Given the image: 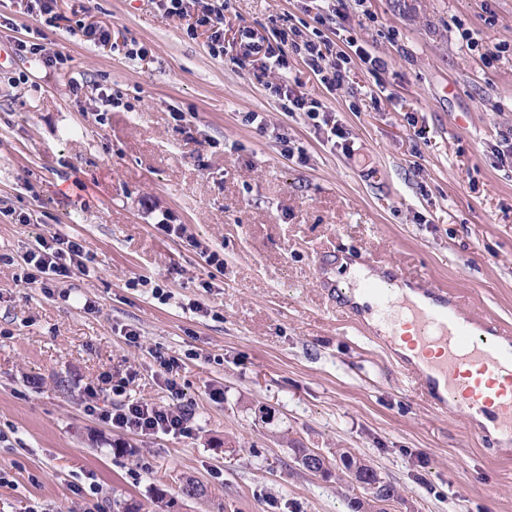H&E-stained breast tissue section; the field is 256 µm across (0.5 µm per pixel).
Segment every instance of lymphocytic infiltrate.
I'll list each match as a JSON object with an SVG mask.
<instances>
[{
    "label": "lymphocytic infiltrate",
    "instance_id": "1",
    "mask_svg": "<svg viewBox=\"0 0 512 512\" xmlns=\"http://www.w3.org/2000/svg\"><path fill=\"white\" fill-rule=\"evenodd\" d=\"M166 14L185 16L196 14L198 25L208 27L211 56H226L224 47L225 0H160ZM299 55L305 65L328 90L342 89L348 82L352 60H360L368 71L376 72L386 66L382 57L364 48L354 53L335 48L333 42L314 40L296 28L273 31L271 37L255 38L252 31H242L240 50L228 56L231 64L243 66L251 57H258L260 72L274 71L279 76L271 91L286 112L305 113L312 126L331 139H346L347 131L316 99L298 92L287 78L289 54ZM88 252L83 239L77 236L53 234L40 238L37 246L23 258V280L50 291L60 281L70 278L73 271L88 272ZM163 383L170 394L168 405L159 406L147 402H131L112 410H103L99 418L111 427L138 435H176L190 437L194 431V416L182 402V392L175 379L179 361L174 357L158 356Z\"/></svg>",
    "mask_w": 512,
    "mask_h": 512
}]
</instances>
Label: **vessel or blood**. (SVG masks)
Returning a JSON list of instances; mask_svg holds the SVG:
<instances>
[{
	"instance_id": "obj_1",
	"label": "vessel or blood",
	"mask_w": 512,
	"mask_h": 512,
	"mask_svg": "<svg viewBox=\"0 0 512 512\" xmlns=\"http://www.w3.org/2000/svg\"><path fill=\"white\" fill-rule=\"evenodd\" d=\"M404 278L403 268L392 264L379 280L364 282L363 307L336 284L328 291L350 322L370 314L388 327L384 346L434 411L481 409L495 425L482 434L486 453L512 456V330L496 322L474 327L458 298L442 288L417 286V302L397 296L392 286Z\"/></svg>"
}]
</instances>
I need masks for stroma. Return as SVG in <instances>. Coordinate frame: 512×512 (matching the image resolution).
<instances>
[{
	"instance_id": "obj_1",
	"label": "stroma",
	"mask_w": 512,
	"mask_h": 512,
	"mask_svg": "<svg viewBox=\"0 0 512 512\" xmlns=\"http://www.w3.org/2000/svg\"><path fill=\"white\" fill-rule=\"evenodd\" d=\"M27 2L0 0V41L66 62L0 69V254L14 258L0 263V512H73L92 485L131 512H350L348 488L303 470L302 448L372 466L402 495L390 512H512V457L485 454L463 415L410 392L316 284L318 258L370 257L512 327V165L496 152L512 127V0H229L225 39L287 22L386 61L376 74L353 64L349 88L331 92L288 58L293 88L348 130L347 153L281 110L277 73L262 83L212 57L205 28L157 0H58L53 25ZM339 8L345 19L316 22ZM79 19L110 42L70 35ZM283 136L303 159L282 155ZM167 218L183 237L160 231ZM53 233L83 238L93 272L48 295L22 281V258ZM206 245L223 249V270ZM158 352L180 360L194 437L86 414L89 385L103 409L168 404ZM129 373L122 393L105 382ZM189 479L199 496L182 494ZM14 49L16 54L23 55L26 58L30 57L34 61L42 63L44 66H57L58 64H64L66 61L61 55L48 56L45 53L44 46L33 41L20 39Z\"/></svg>"
}]
</instances>
